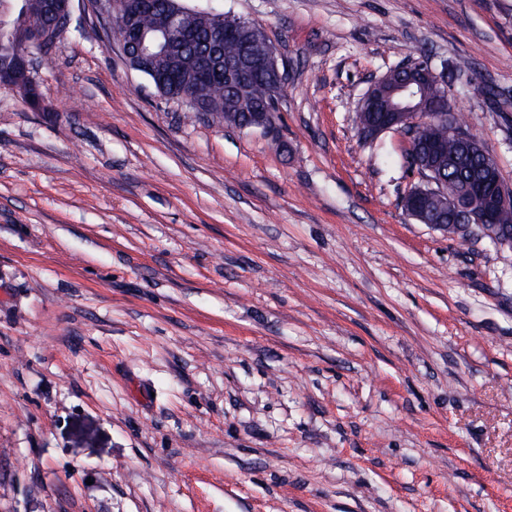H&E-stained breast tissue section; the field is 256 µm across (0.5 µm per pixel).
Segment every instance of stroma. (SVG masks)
Returning a JSON list of instances; mask_svg holds the SVG:
<instances>
[{
	"mask_svg": "<svg viewBox=\"0 0 512 512\" xmlns=\"http://www.w3.org/2000/svg\"><path fill=\"white\" fill-rule=\"evenodd\" d=\"M260 24L277 137L188 121L98 0L0 86V512H512V248L409 219L355 111L448 83L512 185V0H179Z\"/></svg>",
	"mask_w": 512,
	"mask_h": 512,
	"instance_id": "stroma-1",
	"label": "stroma"
}]
</instances>
